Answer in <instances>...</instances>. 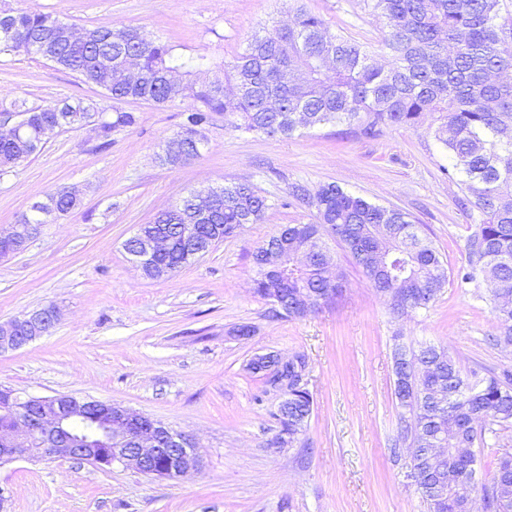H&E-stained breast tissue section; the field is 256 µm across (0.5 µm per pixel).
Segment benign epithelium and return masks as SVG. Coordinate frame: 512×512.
I'll return each mask as SVG.
<instances>
[{"label": "benign epithelium", "instance_id": "benign-epithelium-1", "mask_svg": "<svg viewBox=\"0 0 512 512\" xmlns=\"http://www.w3.org/2000/svg\"><path fill=\"white\" fill-rule=\"evenodd\" d=\"M40 225L28 218L0 231V258L18 251ZM131 262L143 273L155 271L168 250V240L148 235L139 227ZM58 311L44 308L16 317L0 326V352L19 349L52 329ZM94 405L107 415L105 428H88L84 409ZM0 411L12 415L10 434L0 437V466L19 458L73 459L101 468L115 464L166 480L179 479L202 469L203 460L193 439L144 414L120 404L71 395L22 397L0 389Z\"/></svg>", "mask_w": 512, "mask_h": 512}]
</instances>
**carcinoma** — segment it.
<instances>
[{
  "label": "carcinoma",
  "mask_w": 512,
  "mask_h": 512,
  "mask_svg": "<svg viewBox=\"0 0 512 512\" xmlns=\"http://www.w3.org/2000/svg\"><path fill=\"white\" fill-rule=\"evenodd\" d=\"M371 8L385 21L382 41L388 62L381 65L372 52L333 33L325 20L299 4L290 23L253 35L243 52L224 65V80L198 83L194 72L205 58L187 59L138 27H95L81 38L65 35L71 25L35 8L1 9L0 25L11 29L0 39V54L27 55L80 76L86 84L101 85L96 60L112 55V76L103 86L108 97L143 100L165 107L186 103L180 134L186 156L164 153L160 162L177 168L198 159L206 146L203 131L213 114L224 113L227 125L269 137H289L326 124L366 122L418 128L431 117L436 136L448 151L449 178H457L465 193L464 209L478 214L468 225L465 284L477 277L491 279L488 297L496 332L488 337L496 346L512 345V40L496 23L501 0H371ZM23 127L0 140V176L38 154L54 135L79 126L98 112L95 103L62 100L46 108L13 103ZM133 112L115 111L96 127L107 144L112 131L132 127ZM220 192L223 205L213 223L224 225L230 237L248 224H258L269 209L267 199L249 182L228 185ZM290 195L315 209L312 224H288V247L305 249L320 242L322 233L343 245L362 269L369 285L390 302L393 313L405 315L432 304L448 276L438 251L421 237L409 213L372 203L335 183L311 190L291 186ZM183 198L160 212L150 229L169 240L153 278L170 277L184 265L176 227L193 218L192 199ZM78 206L62 190L40 203L45 212L36 224L65 215ZM282 289L288 317H298L300 300L309 298L307 313L317 312L341 290L340 281L319 263L288 267L277 279L258 276L254 293L267 298ZM395 396L409 414L398 439L413 448H430L431 441H447L450 448H482L486 437L499 439L512 428V372H477L462 376L456 361L440 346L400 347L395 353ZM445 387V403L428 392ZM313 397L299 389L278 408L279 435L294 440L312 412ZM457 482L445 485L438 500H424L427 512H467V500L478 496L483 512H512L502 494L512 490V455L498 459L493 473L482 471L478 457H450L439 464ZM418 486L436 480L437 471L421 460L414 464Z\"/></svg>",
  "instance_id": "1"
}]
</instances>
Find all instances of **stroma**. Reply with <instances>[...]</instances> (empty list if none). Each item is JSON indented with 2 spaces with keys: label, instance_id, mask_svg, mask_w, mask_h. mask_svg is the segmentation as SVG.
Returning <instances> with one entry per match:
<instances>
[{
  "label": "stroma",
  "instance_id": "stroma-1",
  "mask_svg": "<svg viewBox=\"0 0 512 512\" xmlns=\"http://www.w3.org/2000/svg\"><path fill=\"white\" fill-rule=\"evenodd\" d=\"M331 30L380 51L384 24L363 0H304ZM289 0H0L34 7L76 28L139 27L182 55H203L221 73L254 32L289 23ZM93 100L105 113H136L135 126L100 146L92 128L70 129L35 158L0 176V229L59 190L79 206L43 225L21 253L0 259V322L43 307L60 319L49 334L0 353V386L22 395L70 394L118 403L191 435L200 472L157 480L133 469L76 460L20 459L0 467V512H426L408 455L390 448L403 410L394 394L396 347L435 344L462 375L512 370V347L489 344L486 286L459 284L469 217L447 174L448 154L429 126L328 124L269 137L226 126L215 113L199 159L160 163L183 122L182 103H120L75 73L38 58L0 56V111L12 102L46 107ZM247 181L270 204L263 220L216 243L167 279L135 267L123 245L139 225L190 191ZM326 183L410 213L439 252L448 283L429 308L403 316L329 241L342 292L318 312L272 317L251 288V254L315 211L292 184ZM255 329L242 339L241 325ZM270 351L305 355L314 398L293 446L280 447L278 389L249 362Z\"/></svg>",
  "mask_w": 512,
  "mask_h": 512
}]
</instances>
